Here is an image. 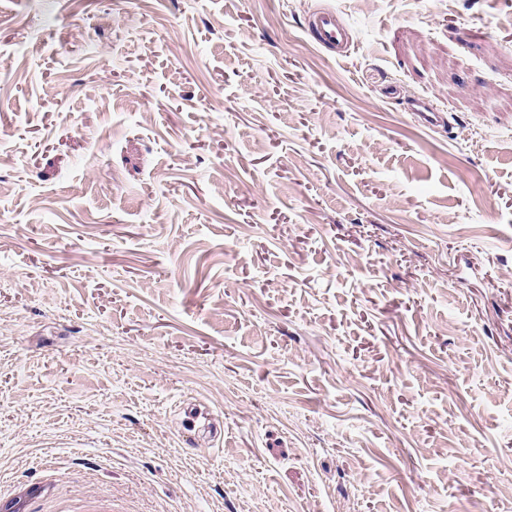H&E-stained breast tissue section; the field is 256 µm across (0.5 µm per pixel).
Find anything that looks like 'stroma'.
<instances>
[{
	"mask_svg": "<svg viewBox=\"0 0 512 512\" xmlns=\"http://www.w3.org/2000/svg\"><path fill=\"white\" fill-rule=\"evenodd\" d=\"M47 481L512 512V0H0V490ZM309 36L323 48L336 52V57L347 56L352 47V37L336 11L320 8L313 12L307 22ZM410 112L415 121L428 128L438 126L442 120L437 107L428 100H419L413 103Z\"/></svg>",
	"mask_w": 512,
	"mask_h": 512,
	"instance_id": "1",
	"label": "stroma"
}]
</instances>
